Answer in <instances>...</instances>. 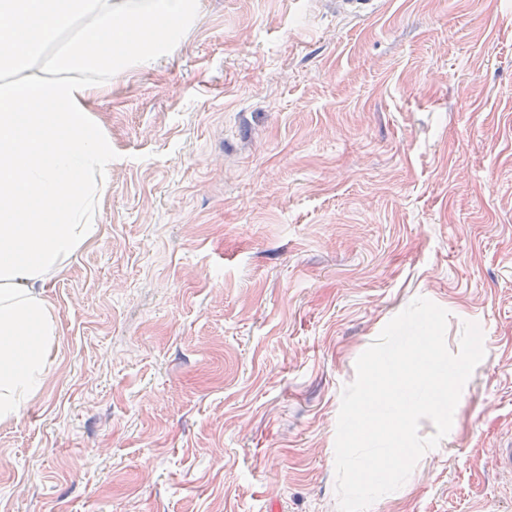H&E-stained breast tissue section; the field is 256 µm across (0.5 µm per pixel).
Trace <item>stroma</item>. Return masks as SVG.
<instances>
[{
	"instance_id": "1",
	"label": "stroma",
	"mask_w": 512,
	"mask_h": 512,
	"mask_svg": "<svg viewBox=\"0 0 512 512\" xmlns=\"http://www.w3.org/2000/svg\"><path fill=\"white\" fill-rule=\"evenodd\" d=\"M187 3L94 108L100 231L46 290L0 512H338L342 391L418 297L485 357L368 512H512V0Z\"/></svg>"
}]
</instances>
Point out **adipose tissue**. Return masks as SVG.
<instances>
[{
    "mask_svg": "<svg viewBox=\"0 0 512 512\" xmlns=\"http://www.w3.org/2000/svg\"><path fill=\"white\" fill-rule=\"evenodd\" d=\"M159 17L181 31L184 0H0V422L43 388L45 289L99 231L112 140L90 104L115 63L154 62Z\"/></svg>",
    "mask_w": 512,
    "mask_h": 512,
    "instance_id": "1",
    "label": "adipose tissue"
}]
</instances>
